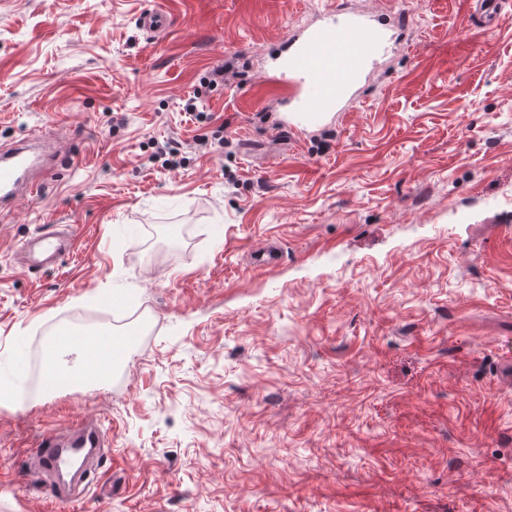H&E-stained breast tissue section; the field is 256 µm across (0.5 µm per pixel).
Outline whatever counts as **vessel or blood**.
Segmentation results:
<instances>
[{"instance_id":"vessel-or-blood-1","label":"vessel or blood","mask_w":512,"mask_h":512,"mask_svg":"<svg viewBox=\"0 0 512 512\" xmlns=\"http://www.w3.org/2000/svg\"><path fill=\"white\" fill-rule=\"evenodd\" d=\"M501 6L502 0H472L471 15L480 24L495 27L500 21ZM402 24V17L397 16L392 25H384L340 0L339 4L320 10L317 22L290 30L264 82L283 101L289 127H317L356 104L374 66L392 51ZM138 25L143 32L160 34L170 29L172 17L156 7L141 13ZM33 149V143L25 142L0 157L1 206L14 205L38 193L31 175L38 163ZM74 245L70 231L47 226L23 242L22 259L27 269L50 270ZM106 444L107 436L100 425L87 421L43 434L29 464L45 474L46 498L57 504L75 502L70 486L56 482V475L72 471L78 457L100 455Z\"/></svg>"}]
</instances>
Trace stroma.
I'll return each instance as SVG.
<instances>
[{"mask_svg": "<svg viewBox=\"0 0 512 512\" xmlns=\"http://www.w3.org/2000/svg\"><path fill=\"white\" fill-rule=\"evenodd\" d=\"M322 2L0 0V150L59 154L0 209V373L26 394L0 512H512V0L493 29L468 0H350L413 16L404 43L342 118L277 131L261 75ZM171 139L178 169L151 158ZM48 224L70 255L16 265ZM133 318L115 381L28 395L55 331ZM75 421L111 448L54 504L28 461ZM138 25L145 33H165L172 25V16L163 8L155 7L140 14Z\"/></svg>", "mask_w": 512, "mask_h": 512, "instance_id": "obj_1", "label": "stroma"}]
</instances>
